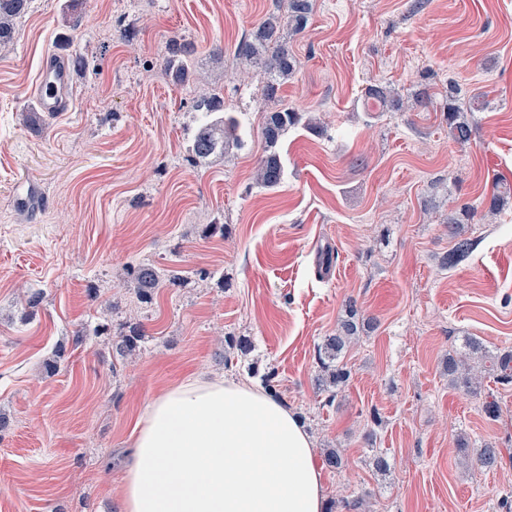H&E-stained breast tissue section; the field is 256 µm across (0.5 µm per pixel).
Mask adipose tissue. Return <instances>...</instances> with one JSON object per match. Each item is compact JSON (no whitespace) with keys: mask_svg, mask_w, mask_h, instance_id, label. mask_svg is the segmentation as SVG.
<instances>
[{"mask_svg":"<svg viewBox=\"0 0 512 512\" xmlns=\"http://www.w3.org/2000/svg\"><path fill=\"white\" fill-rule=\"evenodd\" d=\"M314 443L261 390L189 378L134 429L118 512H326Z\"/></svg>","mask_w":512,"mask_h":512,"instance_id":"1","label":"adipose tissue"}]
</instances>
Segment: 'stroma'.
Segmentation results:
<instances>
[{"label": "stroma", "instance_id": "stroma-1", "mask_svg": "<svg viewBox=\"0 0 512 512\" xmlns=\"http://www.w3.org/2000/svg\"><path fill=\"white\" fill-rule=\"evenodd\" d=\"M283 0H32L0 53V512H116L124 454L149 402L189 375L261 385L298 417L324 470L328 501L356 512H507L512 502V383L479 392L445 365L466 339L512 351V0H313L302 34L283 37L298 66L279 103L315 118L278 151L282 183L255 184L264 154L265 81L235 53ZM195 47L177 81L159 59ZM75 71L68 112L25 121L43 60ZM400 96L384 111L373 85ZM479 96L473 136L448 137L449 87ZM244 144L188 161L210 89ZM428 108L411 109L418 93ZM40 200L16 202L19 181ZM469 207L475 240L452 269L446 218ZM223 225L210 235L207 225ZM334 262L318 272L322 250ZM174 270L140 299L129 266ZM41 289L29 307V289ZM357 309L348 384L327 401L318 349ZM107 323L110 336L80 329ZM141 325L140 351L114 359L111 336ZM249 339L241 355L228 337ZM65 357L47 372L56 349ZM500 415L488 417L487 401ZM496 467L475 465L481 448ZM387 471L375 470L374 455Z\"/></svg>", "mask_w": 512, "mask_h": 512}]
</instances>
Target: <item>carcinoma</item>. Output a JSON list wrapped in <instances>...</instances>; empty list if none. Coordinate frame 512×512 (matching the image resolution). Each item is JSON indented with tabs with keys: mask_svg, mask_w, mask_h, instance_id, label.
<instances>
[{
	"mask_svg": "<svg viewBox=\"0 0 512 512\" xmlns=\"http://www.w3.org/2000/svg\"><path fill=\"white\" fill-rule=\"evenodd\" d=\"M30 0H0V49H4L13 41L14 23L26 13ZM311 0H287V10L284 14H271L263 19L252 36L242 40L236 47L237 56L257 67L266 77L265 95L268 99L277 98L280 87L296 71L297 61L283 42V30L292 28L300 33L305 30L311 12ZM191 48L186 43H172L168 54L162 60V67L179 78L188 71V58ZM368 94L384 106L394 110L403 107L401 99L387 87L373 86ZM479 97L474 96L469 101V111L477 110L475 103ZM200 106L204 109V119L193 133L189 147V158L193 162L207 160L211 157L222 156L228 150L242 144L238 122L232 118H224V101L217 95L201 98ZM467 111V112H469ZM467 112L457 105L453 94H448L444 117L448 123V138L453 142L464 145L471 140L473 127ZM309 126L310 121L303 120V114L293 108H273L264 113L261 123V135L266 144V154L260 158L255 170L256 184L263 188L279 186L284 177V167L277 146L289 130L299 124ZM469 218L467 210L448 217V226L456 242L451 251L441 260L444 268H453L466 260L474 249V242L469 238L460 237L458 227ZM129 279L139 289L143 298L147 299L152 291L164 283L160 271L152 265L131 266L127 270ZM349 319L343 321L338 332L326 336L319 348V358L322 369L318 377L319 389L329 397L336 396L337 390L345 385L351 375L350 370L337 363L338 357L349 346L358 332L356 322L357 310H349ZM143 331L139 325L129 328L128 332L112 338V346L116 354L125 358L139 349ZM468 351L477 359L480 368L490 374L498 375L503 382L512 381V353L506 351L494 357H487L486 351L479 342L468 341Z\"/></svg>",
	"mask_w": 512,
	"mask_h": 512,
	"instance_id": "obj_1",
	"label": "carcinoma"
}]
</instances>
